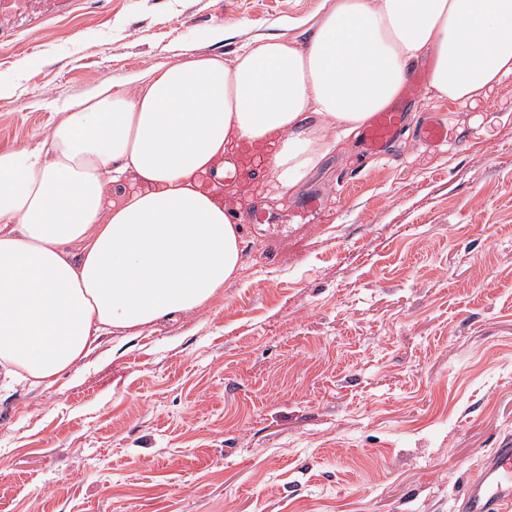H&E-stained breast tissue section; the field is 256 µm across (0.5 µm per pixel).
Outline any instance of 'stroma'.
Here are the masks:
<instances>
[{"instance_id": "35a3bbf8", "label": "stroma", "mask_w": 512, "mask_h": 512, "mask_svg": "<svg viewBox=\"0 0 512 512\" xmlns=\"http://www.w3.org/2000/svg\"><path fill=\"white\" fill-rule=\"evenodd\" d=\"M323 2L72 0L0 42V151L102 82L303 42ZM432 110L446 146L416 136ZM404 112L387 155L353 134L242 205L223 294L1 396L0 512H459L512 437V77Z\"/></svg>"}]
</instances>
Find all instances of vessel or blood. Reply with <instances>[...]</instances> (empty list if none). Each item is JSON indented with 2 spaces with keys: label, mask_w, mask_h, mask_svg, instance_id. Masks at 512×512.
I'll return each instance as SVG.
<instances>
[{
  "label": "vessel or blood",
  "mask_w": 512,
  "mask_h": 512,
  "mask_svg": "<svg viewBox=\"0 0 512 512\" xmlns=\"http://www.w3.org/2000/svg\"><path fill=\"white\" fill-rule=\"evenodd\" d=\"M69 5L70 0H0V39L10 38L19 21L35 23L63 13ZM403 126L400 107L376 113L362 133L366 153L384 155ZM419 136L427 145L440 146L448 140V128L433 115L420 127ZM244 175L238 165L214 171L206 188L226 208L235 209L238 200L227 195L225 188ZM461 499V512H512V440L503 439L498 448L482 459L477 475L466 485Z\"/></svg>",
  "instance_id": "obj_1"
}]
</instances>
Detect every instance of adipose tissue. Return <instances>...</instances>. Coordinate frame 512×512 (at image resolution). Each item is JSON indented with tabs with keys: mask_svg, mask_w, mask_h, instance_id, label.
Returning <instances> with one entry per match:
<instances>
[{
	"mask_svg": "<svg viewBox=\"0 0 512 512\" xmlns=\"http://www.w3.org/2000/svg\"><path fill=\"white\" fill-rule=\"evenodd\" d=\"M308 47L259 41L70 100L34 148L0 151V391L54 385L110 329L198 309L240 269L237 224L201 189L249 144L288 190L429 57L435 100L512 76V0H332Z\"/></svg>",
	"mask_w": 512,
	"mask_h": 512,
	"instance_id": "1",
	"label": "adipose tissue"
}]
</instances>
